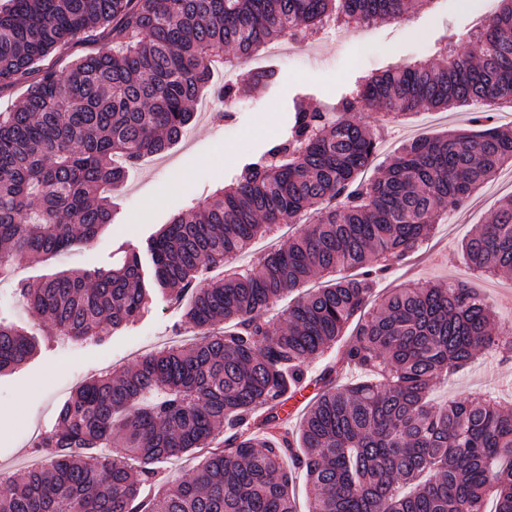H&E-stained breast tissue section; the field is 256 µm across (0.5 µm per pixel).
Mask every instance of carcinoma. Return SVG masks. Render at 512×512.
Segmentation results:
<instances>
[{
	"instance_id": "1",
	"label": "carcinoma",
	"mask_w": 512,
	"mask_h": 512,
	"mask_svg": "<svg viewBox=\"0 0 512 512\" xmlns=\"http://www.w3.org/2000/svg\"><path fill=\"white\" fill-rule=\"evenodd\" d=\"M430 2L6 0L0 84L39 79L0 113V280L17 255L92 245L113 221V190L181 141L190 103L215 94L216 70L329 23L400 19ZM499 2L465 53L447 41L430 61L361 76L332 112L294 100L284 135L151 237L153 285L184 304L202 339L79 386L34 445L46 464L0 482V512H296L299 472L308 512H512V410L490 393L429 400L437 380L485 350L512 360L490 303L450 280L396 288L365 311L441 212L512 166V128L478 112L471 132L414 139L384 176L363 178L387 123L421 107L512 105V0ZM99 34L110 46L58 68ZM359 105L383 107L376 126L353 120ZM315 205L258 265L197 287L202 269ZM462 248L475 272H512V198ZM315 275L328 280L276 326L269 308ZM151 292L134 250L107 271L19 288L36 320L77 342L143 317ZM37 347L0 317V373ZM333 348L290 428L288 400ZM192 449L205 451L194 474L161 481V464Z\"/></svg>"
}]
</instances>
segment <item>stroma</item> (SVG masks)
<instances>
[{
    "label": "stroma",
    "instance_id": "obj_1",
    "mask_svg": "<svg viewBox=\"0 0 512 512\" xmlns=\"http://www.w3.org/2000/svg\"><path fill=\"white\" fill-rule=\"evenodd\" d=\"M498 0H434L433 4L403 20L380 19L350 35L336 29L319 42L288 40L275 51L239 61L242 70L275 69L273 83L259 85L231 104L215 102L197 111L186 136L171 151L141 160L114 192L115 218L95 245L76 248L41 263L16 256L10 279L0 282V316L39 337L37 353L21 368L0 375V472L17 475L35 460L33 436L50 429L60 408L88 378L105 365L120 371L134 366L142 354L174 337L191 344L195 336L180 331L184 309L168 295L155 294L148 313L140 320L110 332L99 342H70L48 335L45 325H33L26 304L17 292L21 283L33 284L63 270L93 271L111 268L126 250L145 253L149 238L169 219L203 202L223 188L268 141L282 135L294 99L306 96L317 106L332 107L355 80L389 66L430 58L433 46L449 38L455 51L471 46L479 18L490 17ZM471 107L445 112L419 111L382 138L366 177L382 176L389 158L401 145L423 135H438L471 124ZM512 189L492 181L477 193L476 201L446 212L434 226L422 249L395 266L380 288H393L408 278L431 281H469L496 308L502 327H512V276L494 280L475 278L462 251L464 239L488 223ZM500 385L501 403L512 405V361L499 362L493 351L460 370L449 384L437 385V403L482 393Z\"/></svg>",
    "mask_w": 512,
    "mask_h": 512
}]
</instances>
